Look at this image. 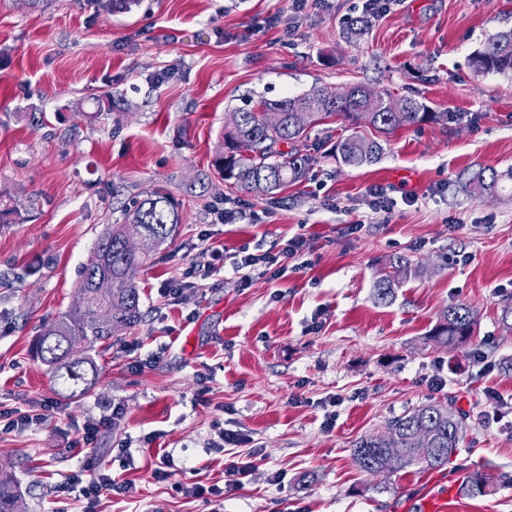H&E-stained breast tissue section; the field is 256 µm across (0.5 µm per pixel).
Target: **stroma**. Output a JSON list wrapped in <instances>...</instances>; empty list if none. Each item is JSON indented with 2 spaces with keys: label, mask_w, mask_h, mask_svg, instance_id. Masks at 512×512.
<instances>
[{
  "label": "stroma",
  "mask_w": 512,
  "mask_h": 512,
  "mask_svg": "<svg viewBox=\"0 0 512 512\" xmlns=\"http://www.w3.org/2000/svg\"><path fill=\"white\" fill-rule=\"evenodd\" d=\"M367 18L361 38L352 21ZM512 30V0H392L363 13L361 0H140L128 13L90 0H0V410L56 411L22 431H0V476L26 512H52L68 476L85 469L82 424L104 401L119 427L96 454L133 495L102 492L70 512H420L429 471L371 475L351 448L389 418L453 404L465 414L456 455L439 475L512 474V79L474 74L468 60ZM360 84L411 98L437 121L392 133L332 116L307 130L311 162L279 202L229 189L214 153L236 109ZM112 95L111 111L98 98ZM378 139L380 158L347 167L337 143ZM500 189L471 195L478 170ZM173 198L174 237L138 268L141 322L97 346L95 388L62 397L31 347L46 321L78 297L100 234L123 223L131 199ZM387 205L373 211L374 189ZM234 212L217 223L215 211ZM304 235L306 268L241 283L242 248L260 253ZM224 266L189 298L157 289L211 251ZM418 277L376 303L390 259ZM477 313L467 343L430 340L440 313ZM500 398L486 421L487 391ZM244 436L214 449L218 434ZM255 455L242 486L222 489L224 467ZM279 482H271L273 473Z\"/></svg>",
  "instance_id": "obj_1"
}]
</instances>
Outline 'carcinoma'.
I'll return each mask as SVG.
<instances>
[{
  "instance_id": "obj_1",
  "label": "carcinoma",
  "mask_w": 512,
  "mask_h": 512,
  "mask_svg": "<svg viewBox=\"0 0 512 512\" xmlns=\"http://www.w3.org/2000/svg\"><path fill=\"white\" fill-rule=\"evenodd\" d=\"M470 67L478 74L512 76V31L498 34L475 51ZM383 95L370 97L369 89L358 84L336 92L314 89L280 100L262 101L256 108L235 111V124L224 130V152L216 155L214 167L234 189L259 197L276 194L290 183L301 181L311 158L306 150L307 129L321 120L341 114L354 123H365L389 134L405 124H421L437 118L425 105L404 99L396 108ZM276 109L281 114L277 127L270 129L261 114ZM308 114L301 124L299 115ZM290 150L284 151L281 146ZM382 145L355 135L336 146L339 161L360 166L374 161ZM498 174L491 170L474 173L469 179L472 193L481 196L498 189ZM179 215L170 196L156 189L134 202L125 223L114 224L95 245L93 257L83 267L77 303L59 318L47 323L32 352L47 366L50 378L60 386V394L75 398L87 394L99 381L100 371L87 355L94 344L110 339L119 329L139 322L140 293L132 272L172 237ZM418 274L406 257L390 262V270L374 284V296L387 304L395 290ZM476 315L464 304L445 309L430 339L443 346L461 345L473 335ZM421 430L431 434L428 443H416L413 435ZM400 439L406 457L400 468H439L456 454L462 439V420L452 408L426 404L384 422L380 429L360 437L351 448L354 465L369 474L385 472L384 448L380 435ZM460 491L466 496H486L495 491V478L484 470H473ZM0 512H22L18 494L11 483L0 480Z\"/></svg>"
}]
</instances>
